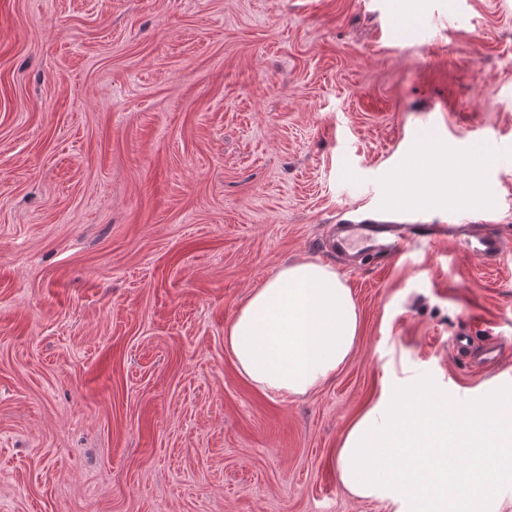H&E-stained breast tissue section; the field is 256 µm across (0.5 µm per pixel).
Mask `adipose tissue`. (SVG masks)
Segmentation results:
<instances>
[{
	"label": "adipose tissue",
	"mask_w": 512,
	"mask_h": 512,
	"mask_svg": "<svg viewBox=\"0 0 512 512\" xmlns=\"http://www.w3.org/2000/svg\"><path fill=\"white\" fill-rule=\"evenodd\" d=\"M358 327L356 304L336 271L304 260L253 290L224 342L258 388L302 396L345 363ZM507 398L493 386L462 401L421 379L384 392L342 438V485L359 499L406 502V512H498L512 484ZM461 458L468 470L458 469Z\"/></svg>",
	"instance_id": "obj_1"
}]
</instances>
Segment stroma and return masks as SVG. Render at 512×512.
<instances>
[{
    "label": "stroma",
    "instance_id": "35a3bbf8",
    "mask_svg": "<svg viewBox=\"0 0 512 512\" xmlns=\"http://www.w3.org/2000/svg\"><path fill=\"white\" fill-rule=\"evenodd\" d=\"M393 203L504 252H326ZM303 259L359 337L276 396L224 327ZM509 341L512 0H0V512H396L344 433L410 377L512 390Z\"/></svg>",
    "mask_w": 512,
    "mask_h": 512
}]
</instances>
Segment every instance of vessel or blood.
I'll return each mask as SVG.
<instances>
[{
	"label": "vessel or blood",
	"instance_id": "obj_1",
	"mask_svg": "<svg viewBox=\"0 0 512 512\" xmlns=\"http://www.w3.org/2000/svg\"><path fill=\"white\" fill-rule=\"evenodd\" d=\"M455 238L467 251L481 257H499L502 253L500 236L491 231L488 219L477 224H399L386 218L366 219L341 225L333 248L347 255L397 253L403 240L412 238L434 243Z\"/></svg>",
	"mask_w": 512,
	"mask_h": 512
}]
</instances>
